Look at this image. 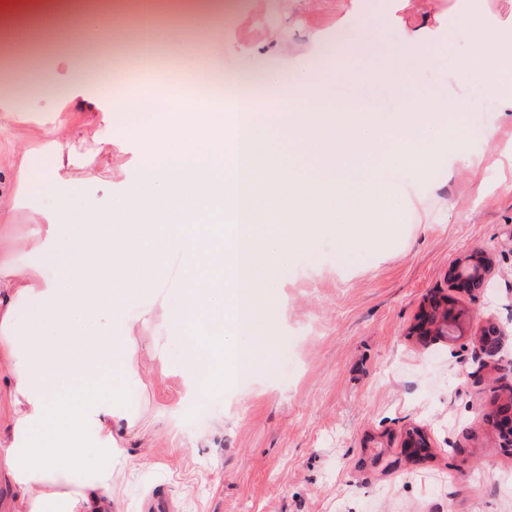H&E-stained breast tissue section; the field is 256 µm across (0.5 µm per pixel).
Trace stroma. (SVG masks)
Returning a JSON list of instances; mask_svg holds the SVG:
<instances>
[{
    "label": "stroma",
    "instance_id": "stroma-1",
    "mask_svg": "<svg viewBox=\"0 0 512 512\" xmlns=\"http://www.w3.org/2000/svg\"><path fill=\"white\" fill-rule=\"evenodd\" d=\"M470 24L502 27L512 0H243L216 32L223 60L187 69L182 59L198 38V19L169 15L157 60L165 79L200 85L226 99L227 79L253 71L276 75L304 70L314 42L376 24L371 51L346 59L361 81L337 78L329 95L366 112L390 111L393 76L407 73L432 96L464 95L481 104L473 113L464 153L481 158L440 164L417 184L422 207L406 208L394 242L356 246L349 267H338L335 236L318 239L280 281L283 303L273 310L279 343L263 375L229 373L224 389L179 417L168 433L165 412L177 405L183 381L161 369L149 349L169 340L166 310L178 300L165 285L149 299L152 315L137 325L145 384L130 398L147 431L128 453L133 470L120 478L123 512H144L164 489L171 512H512V455L493 448L478 428L480 362L473 340L486 320L505 326L502 356L512 361V111L498 110L487 84L473 81L476 49ZM27 119L0 121V174L16 177L23 150L43 144L47 127L91 155L81 172L82 199L102 204L122 196L139 171L142 144L91 120L78 101H33ZM494 136H487L488 126ZM117 148L100 152L105 139ZM51 197H33L10 223L0 222V259L29 260L43 233ZM488 250L493 267L483 294L448 284V267ZM446 300L467 316L462 335L423 344L413 328L429 299ZM426 428L429 456L406 463L408 428Z\"/></svg>",
    "mask_w": 512,
    "mask_h": 512
}]
</instances>
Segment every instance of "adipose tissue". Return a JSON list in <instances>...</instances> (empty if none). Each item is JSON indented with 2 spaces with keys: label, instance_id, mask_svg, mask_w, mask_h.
Segmentation results:
<instances>
[{
  "label": "adipose tissue",
  "instance_id": "obj_1",
  "mask_svg": "<svg viewBox=\"0 0 512 512\" xmlns=\"http://www.w3.org/2000/svg\"><path fill=\"white\" fill-rule=\"evenodd\" d=\"M133 20L140 44L131 77L108 63L76 74L58 48L87 31L66 7L53 8L47 31L23 14L0 16L16 42L42 44L51 58L37 85L27 84L22 70L0 71L14 89L0 111L79 94L107 125L144 97L166 109L170 84L158 75L150 0L134 9ZM470 33L478 50L471 79L491 84L501 106L512 109V79L498 73L512 59V34L484 26ZM372 40L362 31L322 41L321 66L303 73L296 95L227 104L224 122L203 135L196 131L199 115L211 104L183 98L161 148L143 155L139 175L115 204H77V181L56 177L64 151L57 127L48 128L43 144L52 175H31L29 159H22L25 192L55 199L36 263L0 277V363L13 380L0 472L17 486L22 512H121L117 479L130 464L131 441L144 434L128 398L141 374L127 310L154 293L167 256L177 255L182 268L180 300L169 310L185 383L168 415L173 421L223 389L225 366H265L275 344L266 315L277 302L278 278L316 237L335 235L338 262L349 264L357 244L391 234L409 201L407 183L444 157H458L478 109L467 97H429L403 76L389 115L331 101L323 79ZM272 137L298 143L307 169L288 166L267 146ZM66 230L72 265L36 284L39 263L58 260L57 239ZM23 305L35 308L24 321L17 317ZM244 336L249 344H241Z\"/></svg>",
  "mask_w": 512,
  "mask_h": 512
}]
</instances>
